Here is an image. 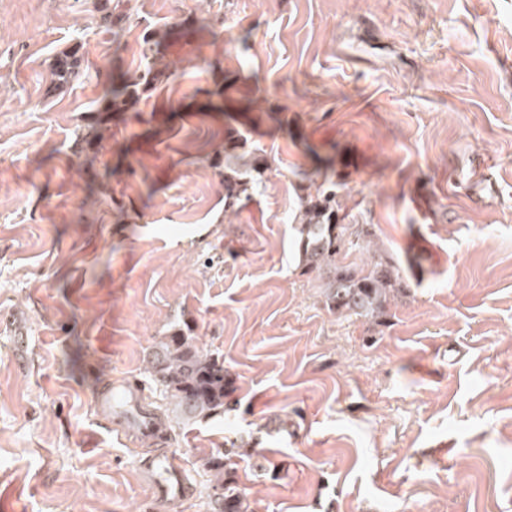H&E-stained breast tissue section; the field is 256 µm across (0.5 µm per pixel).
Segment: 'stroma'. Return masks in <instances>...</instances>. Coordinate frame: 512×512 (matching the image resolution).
<instances>
[{
  "mask_svg": "<svg viewBox=\"0 0 512 512\" xmlns=\"http://www.w3.org/2000/svg\"><path fill=\"white\" fill-rule=\"evenodd\" d=\"M111 7L0 0V512H209L234 442L251 512H512V0H123L109 27ZM158 29L167 79L97 113ZM234 131L267 167L228 212ZM326 157L400 269L376 320L299 263ZM175 327L223 355L229 406L145 442L105 399L163 405L148 359ZM161 455L186 497L156 500ZM80 48H72L58 55L53 63V72L57 78V88L67 85L72 78L80 73Z\"/></svg>",
  "mask_w": 512,
  "mask_h": 512,
  "instance_id": "35a3bbf8",
  "label": "stroma"
}]
</instances>
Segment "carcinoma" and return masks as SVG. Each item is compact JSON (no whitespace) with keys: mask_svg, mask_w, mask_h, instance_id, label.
<instances>
[{"mask_svg":"<svg viewBox=\"0 0 512 512\" xmlns=\"http://www.w3.org/2000/svg\"><path fill=\"white\" fill-rule=\"evenodd\" d=\"M79 49L58 55L53 63L57 86L68 84L80 73ZM167 69L158 53H143V62L134 73L112 79L106 86L100 112H124L136 107L140 92L154 87ZM243 143L235 133L224 139V210H232L251 197V181L243 177L258 171L266 158L256 152L242 153ZM336 183L318 186L315 194L302 197L297 218L296 248L300 264L309 272L322 274L325 301L329 309L360 318L383 315L390 293L402 287L399 274L379 258L362 265L345 264L340 256L366 248L373 233L367 224H343L339 212ZM154 380L166 398L185 420L224 414L225 399L230 395V381L224 359L201 348L194 337L182 333L163 336L156 342L149 361ZM234 450H219L206 462L211 493L209 512H249L245 492L239 487L231 467Z\"/></svg>","mask_w":512,"mask_h":512,"instance_id":"1","label":"carcinoma"}]
</instances>
